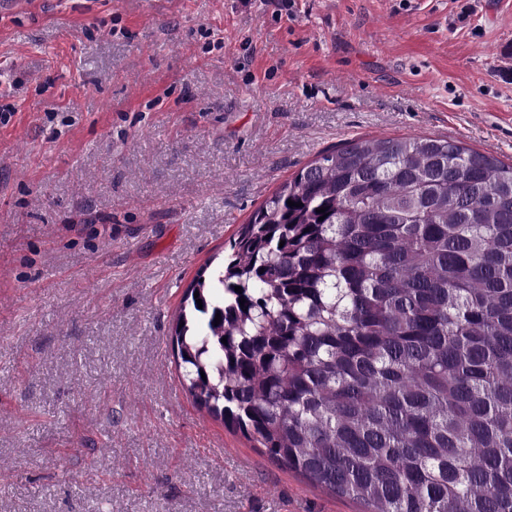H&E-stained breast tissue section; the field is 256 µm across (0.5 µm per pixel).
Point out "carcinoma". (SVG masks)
<instances>
[{
  "instance_id": "cac0c4a2",
  "label": "carcinoma",
  "mask_w": 512,
  "mask_h": 512,
  "mask_svg": "<svg viewBox=\"0 0 512 512\" xmlns=\"http://www.w3.org/2000/svg\"><path fill=\"white\" fill-rule=\"evenodd\" d=\"M208 268L173 336L196 405L364 512H512V163L352 139Z\"/></svg>"
}]
</instances>
